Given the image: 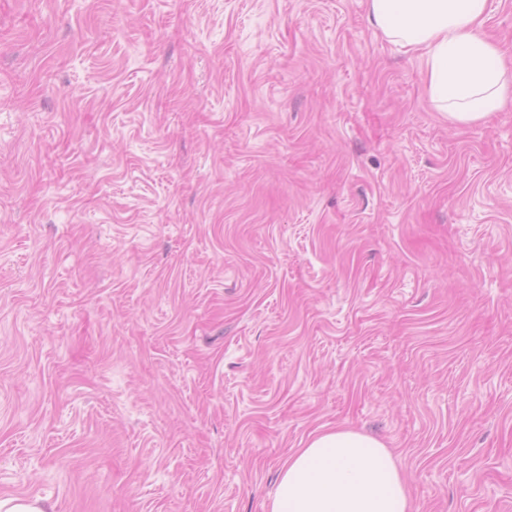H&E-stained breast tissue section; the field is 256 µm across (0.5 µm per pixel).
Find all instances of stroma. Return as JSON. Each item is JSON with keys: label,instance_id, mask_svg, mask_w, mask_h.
<instances>
[{"label": "stroma", "instance_id": "1", "mask_svg": "<svg viewBox=\"0 0 512 512\" xmlns=\"http://www.w3.org/2000/svg\"><path fill=\"white\" fill-rule=\"evenodd\" d=\"M336 427L512 512V106L367 0H0V498L267 512Z\"/></svg>", "mask_w": 512, "mask_h": 512}]
</instances>
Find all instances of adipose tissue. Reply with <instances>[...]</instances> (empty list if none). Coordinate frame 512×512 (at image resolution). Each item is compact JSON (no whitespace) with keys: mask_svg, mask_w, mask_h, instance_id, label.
Segmentation results:
<instances>
[{"mask_svg":"<svg viewBox=\"0 0 512 512\" xmlns=\"http://www.w3.org/2000/svg\"><path fill=\"white\" fill-rule=\"evenodd\" d=\"M489 0H367L386 39L425 64L431 102L452 125H475L512 104V67L486 38ZM269 512H413L394 454L376 437L336 428L291 454Z\"/></svg>","mask_w":512,"mask_h":512,"instance_id":"ef3b65f1","label":"adipose tissue"}]
</instances>
